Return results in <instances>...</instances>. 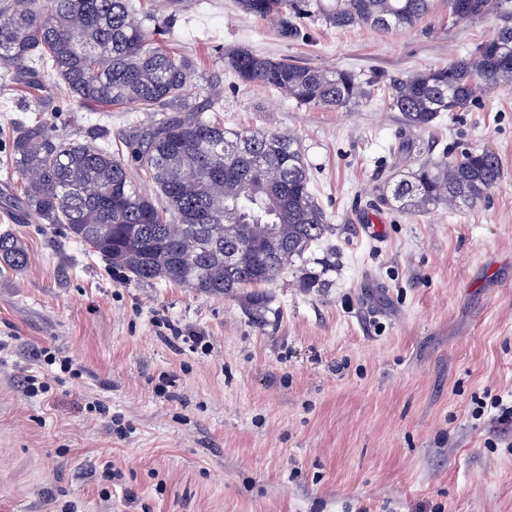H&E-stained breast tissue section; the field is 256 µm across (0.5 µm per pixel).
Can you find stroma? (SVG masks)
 Masks as SVG:
<instances>
[{
    "label": "stroma",
    "instance_id": "obj_1",
    "mask_svg": "<svg viewBox=\"0 0 512 512\" xmlns=\"http://www.w3.org/2000/svg\"><path fill=\"white\" fill-rule=\"evenodd\" d=\"M434 0L414 27L308 23L283 38L236 0H183L166 49L224 93V123L299 139L334 226L326 287L283 274L263 320L244 300L124 279L63 228L22 219L19 122L124 148L150 120L78 107L49 75L0 69V231L31 256L0 275V512H512V86L408 128L392 79L449 66L492 37ZM346 69L373 94L305 108L234 79L219 51ZM489 149L504 176L472 208L384 202L420 164ZM41 372L48 399L29 396ZM106 457L116 478L94 464Z\"/></svg>",
    "mask_w": 512,
    "mask_h": 512
}]
</instances>
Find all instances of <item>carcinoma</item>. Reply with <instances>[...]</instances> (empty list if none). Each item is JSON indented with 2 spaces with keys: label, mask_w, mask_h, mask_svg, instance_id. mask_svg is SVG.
<instances>
[{
  "label": "carcinoma",
  "mask_w": 512,
  "mask_h": 512,
  "mask_svg": "<svg viewBox=\"0 0 512 512\" xmlns=\"http://www.w3.org/2000/svg\"><path fill=\"white\" fill-rule=\"evenodd\" d=\"M470 19L496 13L502 25L466 58L398 78L387 101L407 126L428 128L512 83V0H466ZM433 0H238L246 13L276 20L286 38L306 19L332 28L414 26ZM134 0H0V68L34 79L52 74L80 105L164 109L136 125L125 156L108 145L75 141L42 122L23 123L9 141L11 167L27 180L22 205L42 224H57L89 253L131 281L174 283L207 296L242 297L268 306L258 288L295 273L309 292L336 268L333 232L311 189L300 142L291 135L224 126L219 88L184 57L156 45L169 21L137 19ZM221 62L244 83L278 91L300 106L349 109L371 95L342 69L288 63L240 49ZM143 171L155 195L140 192ZM503 177L490 150L423 163L396 181L391 198L405 213L439 205L474 207ZM324 258L309 266L306 255ZM236 253L234 271L224 255ZM29 263L23 241L0 233V273ZM250 292H245V289Z\"/></svg>",
  "instance_id": "obj_1"
}]
</instances>
